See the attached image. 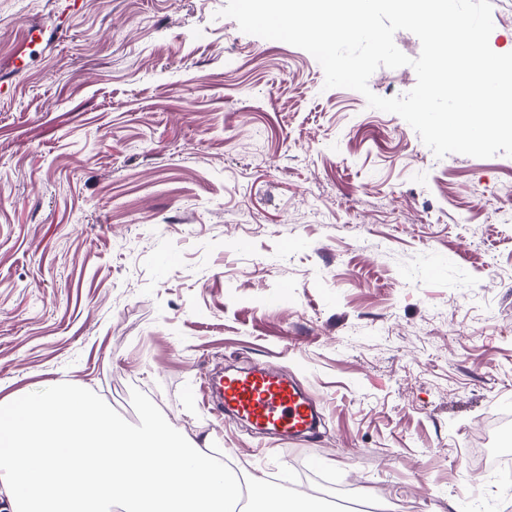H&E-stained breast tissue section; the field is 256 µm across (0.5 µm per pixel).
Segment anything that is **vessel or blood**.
<instances>
[{
  "mask_svg": "<svg viewBox=\"0 0 512 512\" xmlns=\"http://www.w3.org/2000/svg\"><path fill=\"white\" fill-rule=\"evenodd\" d=\"M211 389L219 410L262 435L301 440L312 435L319 421L315 400L286 374L269 368L219 377Z\"/></svg>",
  "mask_w": 512,
  "mask_h": 512,
  "instance_id": "vessel-or-blood-1",
  "label": "vessel or blood"
}]
</instances>
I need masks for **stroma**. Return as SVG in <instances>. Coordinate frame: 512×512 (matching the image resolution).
<instances>
[{
    "label": "stroma",
    "mask_w": 512,
    "mask_h": 512,
    "mask_svg": "<svg viewBox=\"0 0 512 512\" xmlns=\"http://www.w3.org/2000/svg\"><path fill=\"white\" fill-rule=\"evenodd\" d=\"M68 2L0 0V401L70 383L135 424L137 388L369 512H512L471 456L512 416V157H436L228 0ZM253 366L317 397L314 435L204 409Z\"/></svg>",
    "instance_id": "stroma-1"
}]
</instances>
